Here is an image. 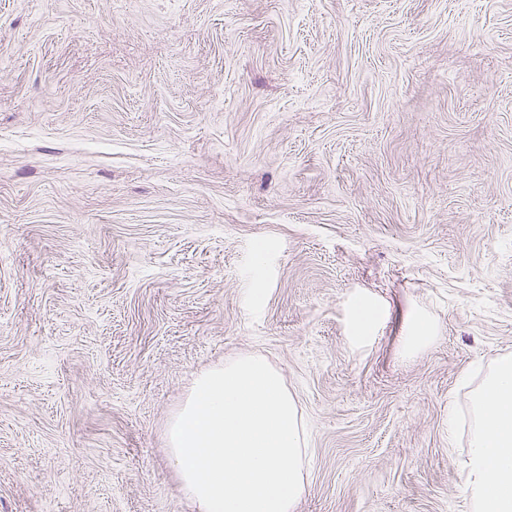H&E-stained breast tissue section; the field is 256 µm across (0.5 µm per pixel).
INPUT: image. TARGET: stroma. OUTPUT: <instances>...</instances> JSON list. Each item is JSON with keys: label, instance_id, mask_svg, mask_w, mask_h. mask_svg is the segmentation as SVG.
Masks as SVG:
<instances>
[{"label": "stroma", "instance_id": "obj_1", "mask_svg": "<svg viewBox=\"0 0 512 512\" xmlns=\"http://www.w3.org/2000/svg\"><path fill=\"white\" fill-rule=\"evenodd\" d=\"M242 355L297 401L294 512H469L512 0H0V512H192L166 427ZM410 328L412 332L404 338V349L412 354L427 345L434 336L432 325L422 317L414 318Z\"/></svg>", "mask_w": 512, "mask_h": 512}]
</instances>
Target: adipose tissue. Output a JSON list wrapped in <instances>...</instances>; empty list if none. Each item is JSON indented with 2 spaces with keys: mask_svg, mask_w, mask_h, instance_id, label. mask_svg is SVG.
<instances>
[{
  "mask_svg": "<svg viewBox=\"0 0 512 512\" xmlns=\"http://www.w3.org/2000/svg\"><path fill=\"white\" fill-rule=\"evenodd\" d=\"M469 414L464 496L472 512H512V356L485 374Z\"/></svg>",
  "mask_w": 512,
  "mask_h": 512,
  "instance_id": "1",
  "label": "adipose tissue"
}]
</instances>
